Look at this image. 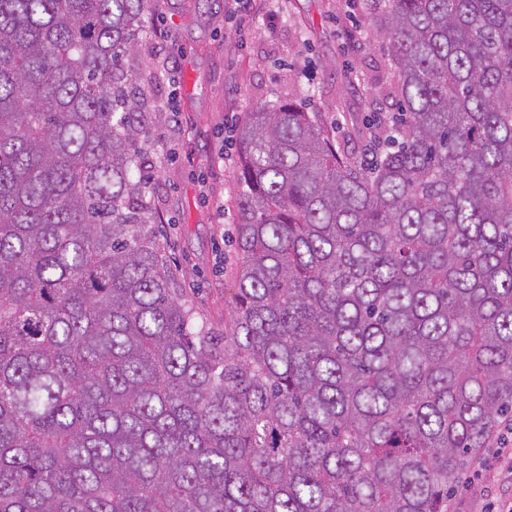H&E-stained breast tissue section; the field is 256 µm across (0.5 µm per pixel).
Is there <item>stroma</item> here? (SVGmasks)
<instances>
[{
    "mask_svg": "<svg viewBox=\"0 0 512 512\" xmlns=\"http://www.w3.org/2000/svg\"><path fill=\"white\" fill-rule=\"evenodd\" d=\"M150 23L169 27L178 49L166 72L153 38L140 42L158 75L150 94L180 118L176 131L164 117L151 124L156 236L197 322L220 332L234 312L236 137L244 113L257 104L296 102L364 164L371 159L364 125L372 113L395 109L392 70L365 9L346 0H267L264 11L246 19L231 0H158ZM509 442L512 432L498 430L479 453L482 469L454 480L448 512H501L512 502V477L493 456Z\"/></svg>",
    "mask_w": 512,
    "mask_h": 512,
    "instance_id": "obj_1",
    "label": "stroma"
}]
</instances>
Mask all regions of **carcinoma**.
Masks as SVG:
<instances>
[{"label":"carcinoma","instance_id":"1","mask_svg":"<svg viewBox=\"0 0 512 512\" xmlns=\"http://www.w3.org/2000/svg\"><path fill=\"white\" fill-rule=\"evenodd\" d=\"M156 0H0V512H448L512 424V0H370L399 111L238 128L217 334L147 200Z\"/></svg>","mask_w":512,"mask_h":512}]
</instances>
